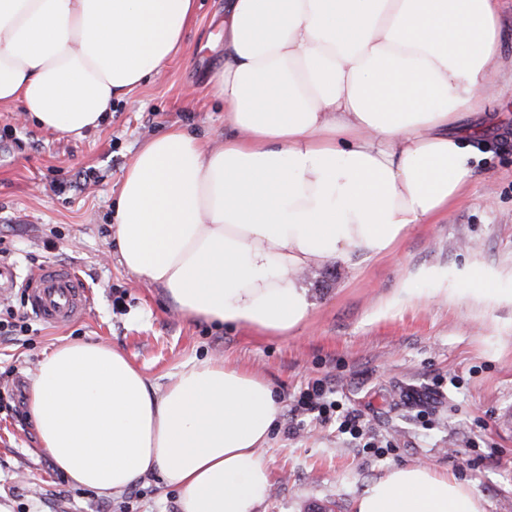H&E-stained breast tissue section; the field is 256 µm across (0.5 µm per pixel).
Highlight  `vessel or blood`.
<instances>
[{"label":"vessel or blood","instance_id":"obj_1","mask_svg":"<svg viewBox=\"0 0 512 512\" xmlns=\"http://www.w3.org/2000/svg\"><path fill=\"white\" fill-rule=\"evenodd\" d=\"M26 298L32 311L53 324L83 318L91 306V293L77 270L54 263L27 279Z\"/></svg>","mask_w":512,"mask_h":512}]
</instances>
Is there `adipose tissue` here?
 <instances>
[{
	"label": "adipose tissue",
	"instance_id": "adipose-tissue-1",
	"mask_svg": "<svg viewBox=\"0 0 512 512\" xmlns=\"http://www.w3.org/2000/svg\"><path fill=\"white\" fill-rule=\"evenodd\" d=\"M196 0H0V107L76 138L181 50ZM501 52L496 0H228L208 92L231 134L173 127L144 143L116 201L120 262L192 318L285 336L310 317L305 273L391 253L447 212ZM26 409L77 485L148 476L180 512H258L270 382L220 359L158 388L118 348L64 343L37 364ZM353 512H485L468 484L394 466Z\"/></svg>",
	"mask_w": 512,
	"mask_h": 512
}]
</instances>
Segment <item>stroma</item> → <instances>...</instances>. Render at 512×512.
<instances>
[{
	"instance_id": "1",
	"label": "stroma",
	"mask_w": 512,
	"mask_h": 512,
	"mask_svg": "<svg viewBox=\"0 0 512 512\" xmlns=\"http://www.w3.org/2000/svg\"><path fill=\"white\" fill-rule=\"evenodd\" d=\"M225 0H198L180 56L117 101L99 128L72 138L0 108V265L18 285L47 263L78 269L94 300L82 319L0 340V512H179L158 478L103 496L72 484L42 452L25 400L43 353L70 341L121 349L158 385L207 358L254 370L282 407L262 456L274 484L261 512H352L354 499L392 466L423 463L467 482L486 512H512V305L472 296L433 299L425 271L476 275L512 289V0H501L502 52L462 196L434 223L411 229L388 256L350 260L306 277L315 304L285 336H260L178 313L161 288L119 262L112 225L139 147L181 127L212 147L228 129L208 82L223 61ZM413 296H406V289ZM336 387L376 441L291 408L314 382Z\"/></svg>"
}]
</instances>
